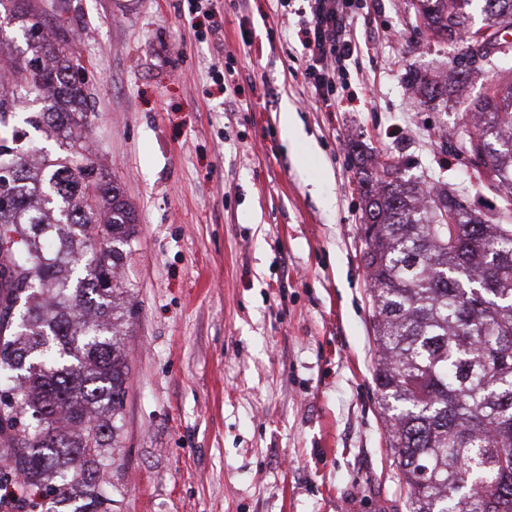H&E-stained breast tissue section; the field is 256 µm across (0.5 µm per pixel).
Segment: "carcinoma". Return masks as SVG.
I'll return each instance as SVG.
<instances>
[{"mask_svg":"<svg viewBox=\"0 0 512 512\" xmlns=\"http://www.w3.org/2000/svg\"><path fill=\"white\" fill-rule=\"evenodd\" d=\"M416 0L424 25L470 42L512 29V0ZM26 48L0 40V512H112L105 480L128 391L124 350L137 307L123 268L135 214L96 170L83 128L89 93L68 39L32 40L33 0H0ZM407 82L433 98L438 83ZM58 143L37 157L16 114ZM472 133L512 203V85L478 108ZM363 254L377 350L374 379L409 512H512V224L466 210L446 189L413 182L397 163L366 168ZM99 247H94V244ZM112 287H99V277Z\"/></svg>","mask_w":512,"mask_h":512,"instance_id":"carcinoma-1","label":"carcinoma"}]
</instances>
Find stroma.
I'll return each mask as SVG.
<instances>
[{"label": "stroma", "mask_w": 512, "mask_h": 512, "mask_svg": "<svg viewBox=\"0 0 512 512\" xmlns=\"http://www.w3.org/2000/svg\"><path fill=\"white\" fill-rule=\"evenodd\" d=\"M348 2L362 52L323 102L303 77L308 0H34L85 77L92 158L137 215L116 512H406L374 383L361 160L501 212L440 145L512 80V52L423 105L404 75L443 79L451 43L411 0Z\"/></svg>", "instance_id": "35a3bbf8"}]
</instances>
